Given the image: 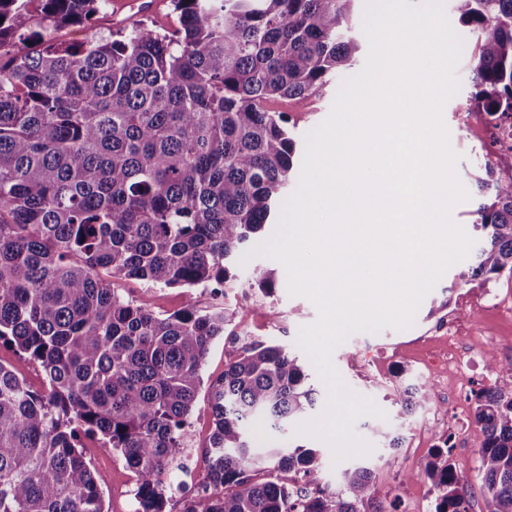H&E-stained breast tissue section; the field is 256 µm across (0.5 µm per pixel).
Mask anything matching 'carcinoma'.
<instances>
[{"instance_id":"cac0c4a2","label":"carcinoma","mask_w":512,"mask_h":512,"mask_svg":"<svg viewBox=\"0 0 512 512\" xmlns=\"http://www.w3.org/2000/svg\"><path fill=\"white\" fill-rule=\"evenodd\" d=\"M357 0H172L178 27L140 21L54 42L106 17L109 0H0V343L37 363L38 392L0 364V512H104L80 451L97 437L136 476L134 512H164L212 341L234 319L187 304L159 316L113 288L237 279L244 248L295 179L296 143L267 104L302 101L358 50ZM483 34L474 100L512 119V0H453ZM483 244L459 284L512 274V157L484 164ZM278 287L265 271L248 284ZM281 346L252 343L209 383L202 492L184 512H386L364 466L321 489L317 451L256 447L317 402ZM427 390L399 386L411 413ZM485 512H512V381L475 395ZM294 474L305 490L288 484ZM435 512H468L472 477L436 448Z\"/></svg>"}]
</instances>
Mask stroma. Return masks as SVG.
Masks as SVG:
<instances>
[{
    "label": "stroma",
    "mask_w": 512,
    "mask_h": 512,
    "mask_svg": "<svg viewBox=\"0 0 512 512\" xmlns=\"http://www.w3.org/2000/svg\"><path fill=\"white\" fill-rule=\"evenodd\" d=\"M145 21L160 32H174L176 16L170 0H128L119 14L109 16L91 26H70L56 32L55 39L65 44H80L135 21ZM362 13H354L351 33L359 43L353 65L332 76L328 82L303 103L274 101L273 111L285 113L287 127L297 146H304L305 136L328 116L341 82L357 74L363 67L369 43L362 29ZM466 45L457 69L461 82L459 92L443 106L442 117L448 130L452 151L456 156L455 173L469 198L456 204L451 216L472 239H479L474 223L482 202L476 194L473 178L490 153V142L481 129L482 115L471 96L474 91L473 59L482 40L481 34L461 30ZM275 260L265 256L250 258L239 268V284L221 289L210 287L161 288L144 282L124 279L115 281L118 291L135 304L164 316L193 305L203 312L231 308L234 321L228 335L217 339L209 352L203 371L204 381L220 377L224 365L236 358L253 342L274 343L297 352L296 338L301 326L314 322L318 309L309 299L290 296L285 279L279 272L280 284L272 294L247 288L263 269L275 267ZM457 267H450L424 298L414 325L406 330L384 329L377 333L350 335L332 356V361L347 386L368 397L381 409V416H365L354 425L355 434L367 442L368 454L335 460L331 447L323 440L288 430L287 433L263 431L262 443L285 446L294 442L323 451L321 485L335 491L343 468L358 463L369 464L374 471L378 498L388 512H434L436 492L423 471L430 454L438 445L437 434L449 430L453 434L449 459L459 470L476 473L483 434L473 421L474 393L501 380L512 379V362L501 363L489 370L485 363L488 352L502 353L512 348V329L501 326L495 312L481 305L482 286L459 285ZM450 324L451 334L463 350L467 363L459 368L438 364L435 351L440 341V328ZM428 387L426 399L411 415L400 412L393 400L398 384ZM190 438L183 458L186 471L180 474L179 489L173 490L166 502V512H183L184 502L205 476V452L211 430L208 392L199 389L194 411L189 419ZM398 435L400 447H388L385 433ZM84 456L100 478L105 512H133L135 476L124 460L111 449L102 447L95 438L83 441ZM414 472L412 480H403L404 472Z\"/></svg>",
    "instance_id": "35a3bbf8"
}]
</instances>
